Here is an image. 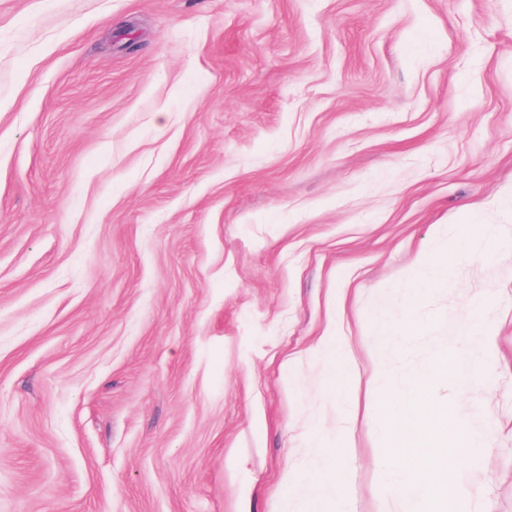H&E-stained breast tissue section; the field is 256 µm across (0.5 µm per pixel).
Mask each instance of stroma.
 <instances>
[{"label": "stroma", "mask_w": 512, "mask_h": 512, "mask_svg": "<svg viewBox=\"0 0 512 512\" xmlns=\"http://www.w3.org/2000/svg\"><path fill=\"white\" fill-rule=\"evenodd\" d=\"M459 340L512 512V0H0V512H302L316 430L395 512L372 381ZM462 253L456 246H447L427 257L420 266V279L427 287L447 279L449 270L459 261Z\"/></svg>", "instance_id": "stroma-1"}]
</instances>
